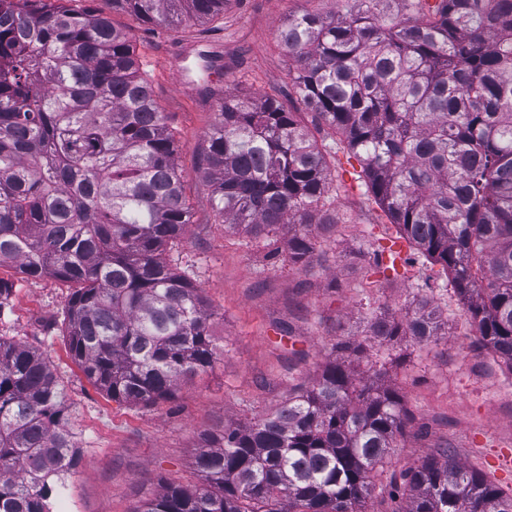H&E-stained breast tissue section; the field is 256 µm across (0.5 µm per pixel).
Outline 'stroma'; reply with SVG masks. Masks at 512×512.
I'll return each mask as SVG.
<instances>
[{"instance_id": "1", "label": "stroma", "mask_w": 512, "mask_h": 512, "mask_svg": "<svg viewBox=\"0 0 512 512\" xmlns=\"http://www.w3.org/2000/svg\"><path fill=\"white\" fill-rule=\"evenodd\" d=\"M340 8L339 0H226L221 16L169 27L112 14L150 71L154 99L177 140L192 222L167 256L213 307L212 333L224 356L183 384L173 400L148 407L113 400L68 355L61 322L70 284L0 267V279L13 285L0 306V337L21 341L49 360L67 394L70 427L82 450L65 480L74 512H135L162 483H198L194 456L203 431L269 413L293 386L313 377L341 333H360L366 313L398 312L422 298L440 308L447 335L379 351L390 362L385 381L399 391L408 417L391 465L447 445L460 462L512 493V467L498 463L512 451V375L470 352L476 329L441 265L408 250L406 265L397 270L378 266V248L396 239L397 230L366 200L346 153L329 163L342 223L327 246V262L310 272L289 270L287 232L268 240L228 232L213 209L202 168L220 97L228 90L297 106L289 76L294 61L278 31L290 16ZM195 40L224 47V75L211 77L206 94L197 59L175 52Z\"/></svg>"}]
</instances>
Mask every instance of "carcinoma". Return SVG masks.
<instances>
[{
	"mask_svg": "<svg viewBox=\"0 0 512 512\" xmlns=\"http://www.w3.org/2000/svg\"><path fill=\"white\" fill-rule=\"evenodd\" d=\"M153 25L225 0H104ZM279 29L292 82L327 142L279 100L224 93L203 173L224 230L297 226L288 267L327 261L338 144L409 249L440 263L476 329L473 350L512 374V0H344ZM191 224L176 142L128 33L100 8L0 0V266L74 285L71 357L114 400L153 405L223 356L202 291L167 245ZM448 335L430 303L374 313L280 407L202 435L201 482L169 483L136 512H368L406 427L376 343ZM50 362L0 338V512H50L80 456ZM378 512H512L479 471L440 448L394 470Z\"/></svg>",
	"mask_w": 512,
	"mask_h": 512,
	"instance_id": "obj_1",
	"label": "carcinoma"
}]
</instances>
